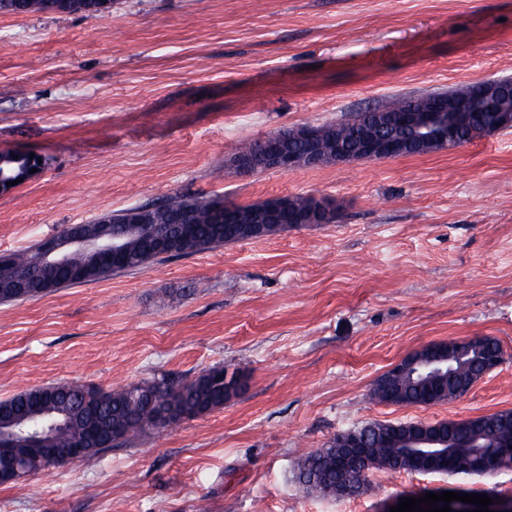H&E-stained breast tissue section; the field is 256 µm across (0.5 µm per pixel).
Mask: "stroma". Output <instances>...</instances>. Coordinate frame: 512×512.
<instances>
[{"instance_id":"1","label":"stroma","mask_w":512,"mask_h":512,"mask_svg":"<svg viewBox=\"0 0 512 512\" xmlns=\"http://www.w3.org/2000/svg\"><path fill=\"white\" fill-rule=\"evenodd\" d=\"M512 78V0H112L103 16L0 14V152L35 176L0 194V254L169 195L325 199L328 224L0 302V400L214 366L222 408L0 484V512H387L410 492L512 497L490 478L379 469L321 497L296 461L368 422L512 410V129L455 150L242 174V141ZM495 338L461 398L377 403L431 344Z\"/></svg>"}]
</instances>
